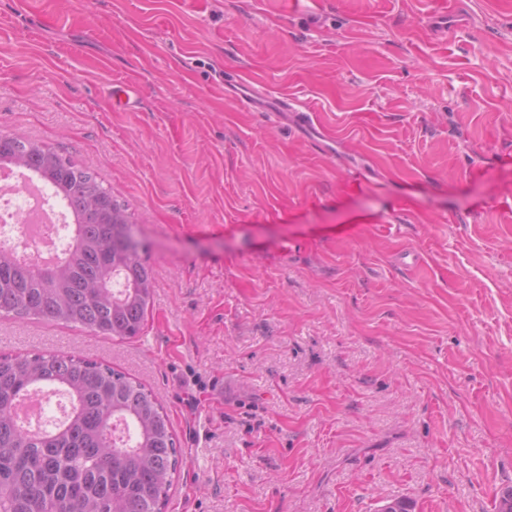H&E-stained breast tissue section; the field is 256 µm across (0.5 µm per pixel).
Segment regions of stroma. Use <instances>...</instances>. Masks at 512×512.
<instances>
[{"label":"stroma","mask_w":512,"mask_h":512,"mask_svg":"<svg viewBox=\"0 0 512 512\" xmlns=\"http://www.w3.org/2000/svg\"><path fill=\"white\" fill-rule=\"evenodd\" d=\"M1 133L111 186L154 288L139 336L2 317L0 353L151 390L165 512H496L512 0H0Z\"/></svg>","instance_id":"1"}]
</instances>
